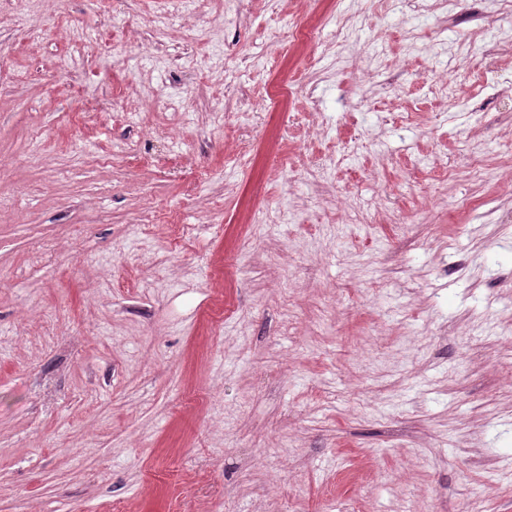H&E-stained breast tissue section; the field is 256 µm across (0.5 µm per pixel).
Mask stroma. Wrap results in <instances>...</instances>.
<instances>
[{
    "label": "stroma",
    "instance_id": "obj_1",
    "mask_svg": "<svg viewBox=\"0 0 512 512\" xmlns=\"http://www.w3.org/2000/svg\"><path fill=\"white\" fill-rule=\"evenodd\" d=\"M432 2L0 0V512H512V47Z\"/></svg>",
    "mask_w": 512,
    "mask_h": 512
}]
</instances>
